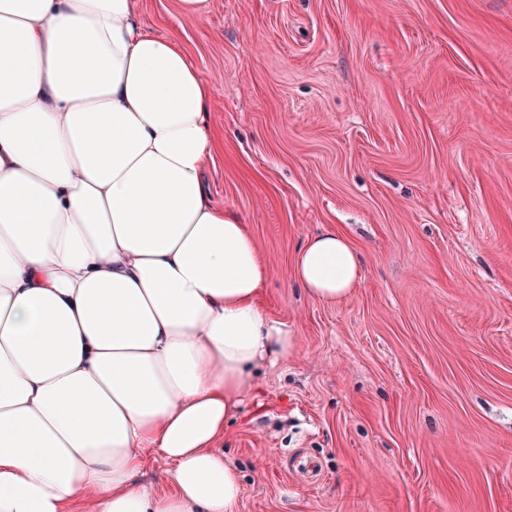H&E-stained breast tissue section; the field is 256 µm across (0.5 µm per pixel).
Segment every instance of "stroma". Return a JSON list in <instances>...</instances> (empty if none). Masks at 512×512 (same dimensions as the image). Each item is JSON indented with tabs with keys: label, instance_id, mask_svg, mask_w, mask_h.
<instances>
[{
	"label": "stroma",
	"instance_id": "obj_1",
	"mask_svg": "<svg viewBox=\"0 0 512 512\" xmlns=\"http://www.w3.org/2000/svg\"><path fill=\"white\" fill-rule=\"evenodd\" d=\"M135 7L211 87L209 192L297 344L224 430L236 512H512V0ZM329 228L361 259L338 303L292 275Z\"/></svg>",
	"mask_w": 512,
	"mask_h": 512
}]
</instances>
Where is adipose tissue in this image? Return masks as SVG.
Masks as SVG:
<instances>
[{
	"instance_id": "1",
	"label": "adipose tissue",
	"mask_w": 512,
	"mask_h": 512,
	"mask_svg": "<svg viewBox=\"0 0 512 512\" xmlns=\"http://www.w3.org/2000/svg\"><path fill=\"white\" fill-rule=\"evenodd\" d=\"M209 99L134 0H0V512H235L217 443L295 341L210 199ZM294 276L339 302L359 256L328 229ZM156 454L167 494L138 482Z\"/></svg>"
}]
</instances>
